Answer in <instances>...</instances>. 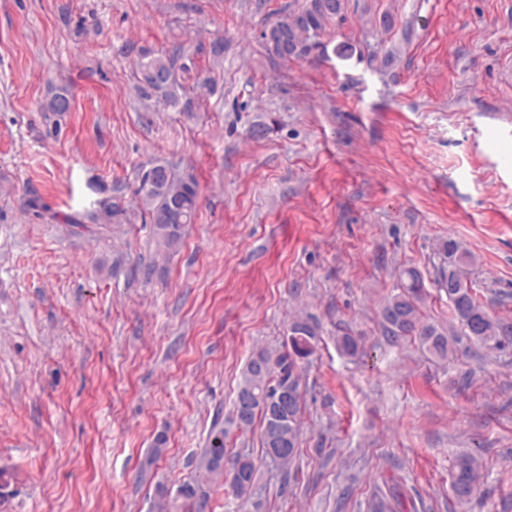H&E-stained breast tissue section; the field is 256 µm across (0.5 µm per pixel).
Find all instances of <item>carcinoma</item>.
<instances>
[{
    "label": "carcinoma",
    "instance_id": "obj_1",
    "mask_svg": "<svg viewBox=\"0 0 512 512\" xmlns=\"http://www.w3.org/2000/svg\"><path fill=\"white\" fill-rule=\"evenodd\" d=\"M344 0H305L304 5L279 18L263 32L270 55L279 59L299 60L315 48V39L325 24L342 16ZM181 45L168 52L143 59L137 63L134 77L140 92L155 98L164 106L180 112L192 111V95L205 89L208 80L190 74ZM70 99L65 88L52 94L45 109L55 114L67 112L62 102ZM140 197L143 219L153 225L159 243L173 249L181 241L184 227L194 221L198 208L199 187L195 178L178 177L170 164L156 162L139 175L136 189ZM98 216L109 224L127 221L128 209L122 197L111 196L99 201ZM448 267V303L452 316L464 335L483 346H502L503 339L512 342V325L492 316L480 303L464 268L471 264L472 254L454 240L440 245ZM400 292L391 297L381 312L382 323L390 335L399 341L416 337L434 358L445 361L452 353L448 336L435 325L423 321L420 304L425 292L424 280L415 268L405 267L399 273ZM317 334L315 326L306 320H296L289 328L281 349H258L252 353L237 384L235 395L249 392L255 395V404L244 417L231 409L229 416L214 420L206 448L196 465V476L177 488L176 497L183 499L187 512H207L210 486L222 478L228 482L234 497L246 503L254 495L257 467L250 453L234 451L229 440L228 427L240 433L250 431L260 423V445L270 463L286 466L298 453L300 438L301 362L315 353ZM294 394L293 405L287 414V423L280 429L289 445V451L270 455L273 447L275 416L278 401L288 393ZM480 472L477 460L469 455L458 456L450 475L453 496L461 503L469 501L478 491Z\"/></svg>",
    "mask_w": 512,
    "mask_h": 512
}]
</instances>
